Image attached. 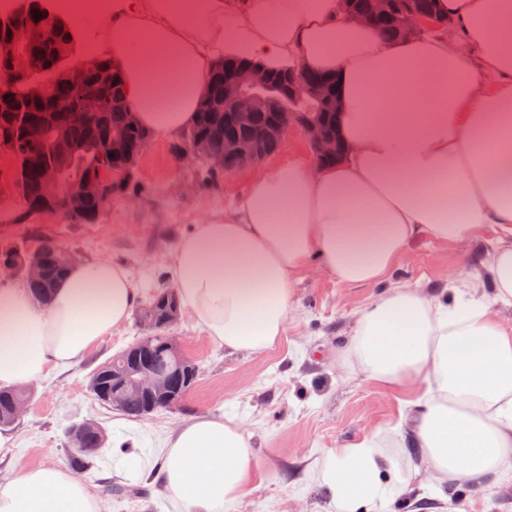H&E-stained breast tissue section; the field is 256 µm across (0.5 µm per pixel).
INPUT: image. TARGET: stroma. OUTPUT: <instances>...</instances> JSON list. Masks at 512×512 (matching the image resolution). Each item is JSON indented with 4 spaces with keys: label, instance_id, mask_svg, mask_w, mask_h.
Listing matches in <instances>:
<instances>
[{
    "label": "stroma",
    "instance_id": "stroma-1",
    "mask_svg": "<svg viewBox=\"0 0 512 512\" xmlns=\"http://www.w3.org/2000/svg\"><path fill=\"white\" fill-rule=\"evenodd\" d=\"M166 140H151L138 164L139 190L131 200L115 199L96 224H70L44 215L29 224L15 223L17 201L0 202V243L41 237L79 251L84 258L104 257L125 266L136 282L161 277L176 242L198 216L220 213L230 196L245 193L254 169L223 176L217 184L179 193L191 175L177 168ZM486 259L484 246L460 241L448 246L416 241L401 253L385 282L348 286L310 271L301 277L280 342L272 349L247 355L230 353L213 343L191 316L173 329L186 352L199 364L200 377L181 409L130 420L96 402L88 379L99 365L131 345L137 329L127 320L102 338L79 364L31 382L26 414L13 428L15 449L0 462V482L40 465L66 467V434L70 423L99 422L110 439L133 440L143 459L161 463L165 435L193 416L212 413L243 423L252 434L256 466L248 493L234 512H334L309 474L310 465L357 438L406 425L401 412L407 394L350 374L340 352L350 337L357 313L389 286L431 288L448 276L467 281ZM130 474L113 454L103 453L82 478L98 502L99 512H179L170 496L147 484L137 498L120 494ZM452 512H512V487L492 493L478 486L447 488Z\"/></svg>",
    "mask_w": 512,
    "mask_h": 512
}]
</instances>
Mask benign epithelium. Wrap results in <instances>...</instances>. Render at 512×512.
Segmentation results:
<instances>
[{"label": "benign epithelium", "mask_w": 512, "mask_h": 512, "mask_svg": "<svg viewBox=\"0 0 512 512\" xmlns=\"http://www.w3.org/2000/svg\"><path fill=\"white\" fill-rule=\"evenodd\" d=\"M345 14L355 23L373 26L376 15L389 8L390 0H373L374 9L366 12L356 9L353 0H341ZM27 0H20V8L14 13L0 15V30L9 34L0 41V85L8 86L37 66L29 52V33L23 21V13L28 9ZM428 14L404 8L394 14V23L403 33L416 35L425 29ZM68 70L79 91L84 112H109L113 101L103 92V84L120 78L117 67L103 74L99 81L85 80V74L92 68L88 59L65 50ZM275 73L241 61H224L223 98L207 96L202 101L200 112H213L224 107L232 122L243 129L245 134L224 144V150L214 148L209 134L201 132L190 135L179 153L174 157L175 166L182 169L198 170L206 167L212 173H227L224 169V156L229 154L237 162V168L255 166L278 152L285 144L288 131L300 129L307 140L316 160L336 156L339 150L337 135L327 130L324 121L317 114V107L304 112H279L266 125L255 122L257 111L267 100ZM288 79V89L294 98L322 102L330 92L335 91L334 80L326 74L314 73L307 80H300L295 72L282 74ZM139 128L134 113L125 109V128L108 132L91 127L87 131L89 143L98 149L105 163L95 175L87 178L68 176L63 165L48 166L41 178V195L51 204L57 199L64 200L67 214H82L89 203L102 201L108 192L117 191L125 185L126 179L135 174L141 155L133 154V140L130 131ZM43 249L30 248L29 256L21 269L10 264L0 263L1 277H21L27 282H39L45 272L42 261ZM183 316L182 308L172 303L162 313L152 305L137 308L135 319L140 332L136 343L126 350V354L113 361L90 378L88 388L91 396L102 405L122 407L128 400L136 398L147 414L171 412L184 403L194 390L198 380V367L184 351L180 337L172 334V328ZM161 352L168 353L172 367L160 369L153 366L148 357ZM26 401L13 404L5 416L0 415V426H13L24 415ZM98 440L106 437L105 432L94 421H83L72 429L73 441L83 444L89 435Z\"/></svg>", "instance_id": "1"}]
</instances>
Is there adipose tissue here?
<instances>
[{"mask_svg": "<svg viewBox=\"0 0 512 512\" xmlns=\"http://www.w3.org/2000/svg\"><path fill=\"white\" fill-rule=\"evenodd\" d=\"M103 44L127 105L160 139L193 124L216 61L336 77V163L261 170L223 214L202 215L166 276L181 306L226 350L266 352L293 289L317 268L342 284L386 279L415 240H490L492 300L445 282L395 286L357 316L341 359L365 380L414 393L386 452L363 436L316 461L336 512L388 505L420 473L436 490L512 481V0H437L447 31L388 40L352 25L339 0H112ZM143 298L105 258L74 266L47 304L0 283V387L82 361ZM252 435L202 414L173 430L153 481L181 512H232L255 465ZM0 512H97L84 480L57 466L0 483Z\"/></svg>", "mask_w": 512, "mask_h": 512, "instance_id": "adipose-tissue-1", "label": "adipose tissue"}]
</instances>
